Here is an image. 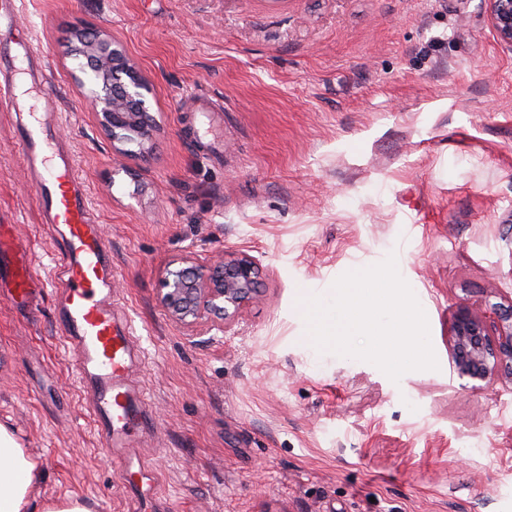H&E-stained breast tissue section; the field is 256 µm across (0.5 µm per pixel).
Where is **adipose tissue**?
<instances>
[{"mask_svg":"<svg viewBox=\"0 0 512 512\" xmlns=\"http://www.w3.org/2000/svg\"><path fill=\"white\" fill-rule=\"evenodd\" d=\"M38 479L37 461L14 432L0 424V512H93L91 504L76 495L46 499L33 506Z\"/></svg>","mask_w":512,"mask_h":512,"instance_id":"adipose-tissue-1","label":"adipose tissue"}]
</instances>
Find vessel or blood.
Returning <instances> with one entry per match:
<instances>
[{
  "instance_id": "1",
  "label": "vessel or blood",
  "mask_w": 512,
  "mask_h": 512,
  "mask_svg": "<svg viewBox=\"0 0 512 512\" xmlns=\"http://www.w3.org/2000/svg\"><path fill=\"white\" fill-rule=\"evenodd\" d=\"M48 73V59L37 48L26 47L21 63L0 50V106L33 116L32 121L18 123V141L42 221L59 235L56 301L61 334L89 397L102 446L111 454L124 486L145 504L156 489V474L137 444L156 421L145 388L131 380L143 353L131 323L117 311L110 243L93 218L88 187L71 149L55 133L57 113L34 117V104L20 102L16 94L21 79L40 95H49L53 86ZM35 280L30 263L17 260L11 277L14 297L31 299Z\"/></svg>"
}]
</instances>
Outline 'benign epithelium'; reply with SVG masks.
I'll list each match as a JSON object with an SVG mask.
<instances>
[{
    "instance_id": "obj_1",
    "label": "benign epithelium",
    "mask_w": 512,
    "mask_h": 512,
    "mask_svg": "<svg viewBox=\"0 0 512 512\" xmlns=\"http://www.w3.org/2000/svg\"><path fill=\"white\" fill-rule=\"evenodd\" d=\"M497 39L512 49V0H483ZM74 53L83 60L78 86L91 82V106L102 128L112 137L113 150L126 154L134 144L145 154L158 125L150 118L144 91L146 83L112 41L97 33H76ZM133 102L136 110L126 111ZM257 267L248 256L220 258L207 267L184 256L170 262L160 279L158 300L169 316L188 329L209 317L234 318L255 289ZM448 364L451 376L484 383H512V305H457L448 330Z\"/></svg>"
}]
</instances>
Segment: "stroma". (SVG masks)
<instances>
[{"label":"stroma","mask_w":512,"mask_h":512,"mask_svg":"<svg viewBox=\"0 0 512 512\" xmlns=\"http://www.w3.org/2000/svg\"><path fill=\"white\" fill-rule=\"evenodd\" d=\"M50 59L57 133L112 246L119 313L144 350L158 427L140 446L157 512H512V386L450 380L463 299L512 301V49L483 0H21ZM112 38L160 130L116 158L67 49ZM0 108V423L36 459L39 498L137 512L64 343L51 227ZM247 254L257 288L223 330L157 300L164 268ZM396 255L438 370L392 382L307 345L300 298ZM36 274L29 262L23 258L15 262L12 277L11 288L13 296L23 300H30L35 289Z\"/></svg>","instance_id":"stroma-1"}]
</instances>
